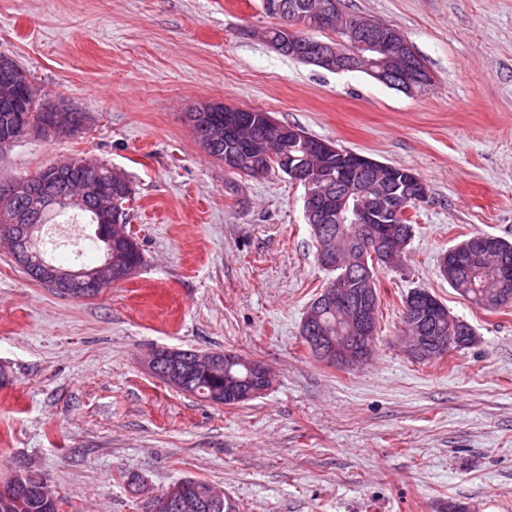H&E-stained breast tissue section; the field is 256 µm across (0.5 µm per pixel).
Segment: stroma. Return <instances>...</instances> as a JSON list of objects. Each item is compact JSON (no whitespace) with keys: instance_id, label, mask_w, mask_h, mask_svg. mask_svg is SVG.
I'll list each match as a JSON object with an SVG mask.
<instances>
[{"instance_id":"1","label":"stroma","mask_w":512,"mask_h":512,"mask_svg":"<svg viewBox=\"0 0 512 512\" xmlns=\"http://www.w3.org/2000/svg\"><path fill=\"white\" fill-rule=\"evenodd\" d=\"M400 30L433 76L407 95L282 55L261 0H0V54L82 109L80 134L25 136L0 182L66 158L120 171L143 256L89 299L34 281L0 244V477L43 474L61 512H142L193 477L236 512H512V305L487 311L440 272L470 235L512 241V0H342ZM260 109L338 148L416 172L404 261L376 268L377 339L353 368L301 336L333 277L287 175L203 151L198 104ZM424 289L474 332L421 362L403 302ZM231 352L275 376L217 405L144 369L154 349Z\"/></svg>"}]
</instances>
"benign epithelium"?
<instances>
[{"instance_id":"obj_1","label":"benign epithelium","mask_w":512,"mask_h":512,"mask_svg":"<svg viewBox=\"0 0 512 512\" xmlns=\"http://www.w3.org/2000/svg\"><path fill=\"white\" fill-rule=\"evenodd\" d=\"M306 21L323 29L337 30L331 43H323L300 57L307 64L321 66L330 71H362L387 86L407 94H413L432 83L431 74L416 69L412 64H403L400 50L409 45L401 33L383 29L369 31L371 18L360 15L354 21L340 26L337 22L335 0L320 4L318 10L307 13ZM26 97L40 103L41 111L48 113L44 120L30 121L19 128V132L0 131V154L7 151L18 138L34 135L41 138L70 137L82 130L86 115L62 101L55 100L36 87L27 72L12 58L0 56V101L10 102ZM206 116H192V123L199 127L202 142L217 145L221 141L219 123H205ZM243 150L256 154L259 159L274 155L283 171L292 180L305 187V214L313 218L310 225L312 235L318 241V256L329 266H340L344 256L346 228L350 224L364 237L369 246L382 254L387 264L398 266L402 262L406 240L410 230L403 228L389 234L376 225L380 216L387 212L394 219L405 216L409 203H420L428 196L427 185L411 172L404 177L392 173L376 179L380 162L355 154L350 160L349 171H366L368 176L357 184L349 171L336 177L338 186L331 185V177L320 161L311 155H296L288 147V137L282 130L268 140L248 141L241 144ZM37 177L13 183H0V223L16 224L22 213H27L30 223L24 225L23 234L4 232L0 238L7 241L12 255L37 280L59 284L72 293L83 292L98 295L112 285L129 278L135 267L112 259V248L131 241L120 218L121 209L112 197V188L94 178H87L75 186H65L59 194L37 190L32 182ZM59 201L68 204L89 202L93 218L97 221L96 234L106 246L101 264L89 269L73 271L63 269L44 258L31 259V254L22 247L23 242L33 239L40 231L36 220L53 209ZM338 221L343 227L330 232V222ZM491 261L497 268L496 288L485 293L483 305L491 306L512 290V262L502 253L490 235L476 236L465 240L448 251L452 266L478 264ZM365 288L357 298L349 296L343 288L323 292L316 306L307 314L304 326L305 339L321 357L343 362L349 366L364 362L373 349L377 325L374 322L375 293L374 278L368 271L361 272ZM332 306L348 324V331L339 336H327L314 324L315 311L322 306ZM405 324L409 334L408 350L416 358H430L447 348L448 343L468 335L464 323L453 316L440 312L429 295L414 296L403 307ZM235 357L233 353L196 351L190 359L183 357L179 349H169L162 356L148 355L144 360L147 370L171 387L183 385L184 374L193 371L207 377L224 380V387L236 395L239 401H248L268 391L272 385L270 371L259 360L246 362L256 379H237L224 374V360ZM204 504L192 495L182 483L169 488L157 508L164 512H201Z\"/></svg>"}]
</instances>
